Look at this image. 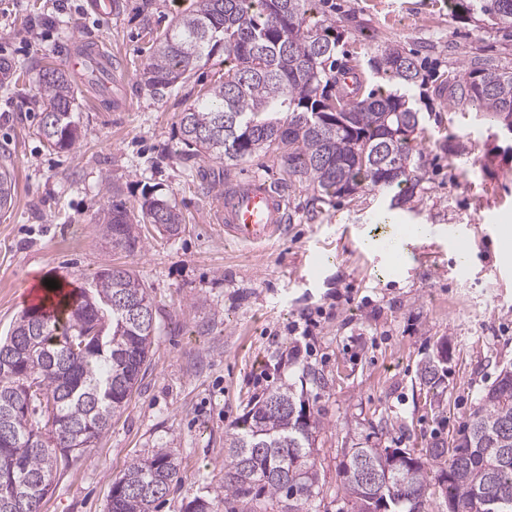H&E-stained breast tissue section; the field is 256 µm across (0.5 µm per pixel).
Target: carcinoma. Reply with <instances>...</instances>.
<instances>
[{
    "mask_svg": "<svg viewBox=\"0 0 512 512\" xmlns=\"http://www.w3.org/2000/svg\"><path fill=\"white\" fill-rule=\"evenodd\" d=\"M463 17L477 15L496 29H512V0H450ZM341 35L316 0H197L171 29L155 38L143 75L161 94L202 61L224 56L211 86L181 113L182 143L191 156L227 165L263 153L277 159L289 184L312 189L316 217L333 198L368 186L394 187L389 208H403L426 175L425 128L413 91L426 85L422 62L386 45L368 60L393 88L365 90L357 80L338 89ZM435 95L449 107L472 104L512 129V71L475 55L464 68L436 75ZM40 135L51 147L79 140L72 84L59 68L43 71ZM12 178L0 170V207L10 202ZM181 212L146 198L135 210L117 189L99 222L100 238L129 252L142 247L141 224L179 233ZM149 287L123 266L100 272L62 311L31 308L15 319L0 357V512H41L60 471L110 429L149 362L154 312ZM98 330L88 351L79 338ZM434 358L419 369V384L438 387ZM322 422L283 383L252 401L224 434V482L214 489L226 512H311L320 495L314 455ZM172 451L134 458L112 482L110 512H153L176 482ZM339 477L351 512H425L441 488L448 512H512V368H503L480 404L448 442L419 451L355 448L344 452Z\"/></svg>",
    "mask_w": 512,
    "mask_h": 512,
    "instance_id": "cac0c4a2",
    "label": "carcinoma"
}]
</instances>
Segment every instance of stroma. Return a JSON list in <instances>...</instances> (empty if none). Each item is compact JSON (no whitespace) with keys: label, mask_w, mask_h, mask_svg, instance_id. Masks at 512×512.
Here are the masks:
<instances>
[{"label":"stroma","mask_w":512,"mask_h":512,"mask_svg":"<svg viewBox=\"0 0 512 512\" xmlns=\"http://www.w3.org/2000/svg\"><path fill=\"white\" fill-rule=\"evenodd\" d=\"M0 0V162L14 191L0 211V336L33 306L47 280L84 287L109 265L133 269L156 307L147 369L109 431L60 472L43 512H108L112 482L136 457L168 448L180 467L154 512H184L209 497L224 468V433L248 402L293 383L324 424L317 467L329 512H347L338 494L343 451L358 446L420 449L447 440L481 394L512 365V134L473 105L441 107L415 96L428 139V174L414 210L390 209L365 189L338 199L319 218L311 191L286 189L289 222L259 249L224 239L214 221L224 187L284 174L259 154L227 168L188 158L180 114L219 68L193 71L158 95L143 68L157 34L196 0ZM342 33L345 55L366 63L392 44L424 58L428 72L491 57L512 70V31L467 22L448 0H322ZM108 54L101 81L69 59ZM67 70L80 139L51 148L39 133L42 69ZM114 186L128 206L147 197L175 204L184 229L143 227L140 250L105 245L96 222ZM426 235L414 236L415 227ZM476 247L462 262L449 231ZM448 344V372L431 405L420 364Z\"/></svg>","instance_id":"35a3bbf8"}]
</instances>
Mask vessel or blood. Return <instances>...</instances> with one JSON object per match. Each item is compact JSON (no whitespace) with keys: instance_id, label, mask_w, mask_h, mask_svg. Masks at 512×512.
<instances>
[{"instance_id":"obj_1","label":"vessel or blood","mask_w":512,"mask_h":512,"mask_svg":"<svg viewBox=\"0 0 512 512\" xmlns=\"http://www.w3.org/2000/svg\"><path fill=\"white\" fill-rule=\"evenodd\" d=\"M286 208L285 198L274 186L254 178L225 187L218 220L225 235L262 245L284 231Z\"/></svg>"}]
</instances>
